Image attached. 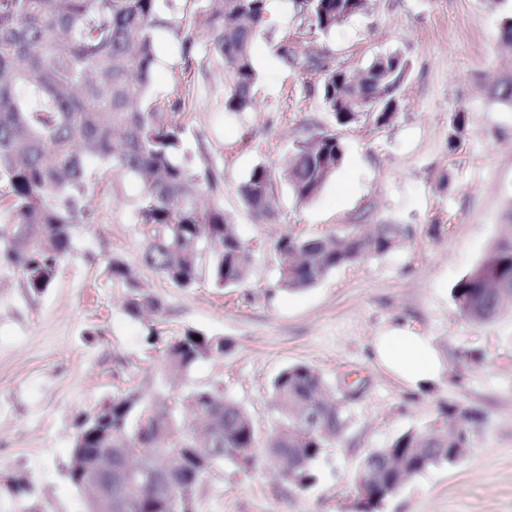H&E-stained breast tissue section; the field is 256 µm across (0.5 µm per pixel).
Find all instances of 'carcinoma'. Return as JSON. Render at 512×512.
<instances>
[{
	"instance_id": "cac0c4a2",
	"label": "carcinoma",
	"mask_w": 512,
	"mask_h": 512,
	"mask_svg": "<svg viewBox=\"0 0 512 512\" xmlns=\"http://www.w3.org/2000/svg\"><path fill=\"white\" fill-rule=\"evenodd\" d=\"M195 22L162 15L157 0H0V265L23 277L41 294L54 280L59 261L72 250V228L90 221L83 205L88 166L101 161L122 176L139 180L142 190L135 216L142 227L140 258L176 288L202 281L216 288L240 286L248 275L250 251L224 206L200 204L202 189L215 196L224 187L211 171L199 172L184 147V130L175 114L183 93L173 84L157 98L151 94L159 30L171 34L181 58L190 61L200 46L227 67L224 108L245 112L253 104L259 72L256 42L267 31L268 0H190ZM311 29L327 33L360 14L366 0H294ZM277 55L301 71L323 73L319 94L336 123L360 117L391 123L400 107V87L410 63L403 54L374 56L364 71L371 79L344 87L349 71L324 64L315 41L282 37ZM466 115H452L448 145L459 139ZM344 159L342 142L322 134L299 142L278 170L258 164L237 189L243 206L258 220L274 216L275 177L285 179L300 204L317 197ZM404 237L399 224H377L371 232L350 224L339 235L279 239L273 247L279 270L277 288L298 292L332 269L391 251ZM112 279L127 288L125 307L138 317L162 319L161 298L141 287L127 264L110 263ZM512 289V239L492 245L488 255L453 286L456 307L476 324L497 315L494 290ZM199 340H194V337ZM230 343L196 329L167 342L166 361L176 372L220 356ZM326 382L306 364L282 370L273 381L275 427L264 447L271 463H282L299 487L313 476L309 466L329 439L339 435L344 400L323 396ZM134 394L114 397L98 408V422L77 424L71 459L96 458L108 449L112 474L129 459L136 463L132 482L98 481V495L86 512H109L120 499L124 512H193L201 470L213 456L230 460L244 472L256 461L258 438L249 413L211 388L184 397L158 398L138 405ZM458 406L423 432H408L388 448L374 451L365 467L379 475L357 512H378L382 501L404 482L432 465L452 463V449L463 448L468 433L459 425ZM170 438L173 446L158 442Z\"/></svg>"
}]
</instances>
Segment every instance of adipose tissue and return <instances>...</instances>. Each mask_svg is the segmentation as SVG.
Returning a JSON list of instances; mask_svg holds the SVG:
<instances>
[{
	"label": "adipose tissue",
	"mask_w": 512,
	"mask_h": 512,
	"mask_svg": "<svg viewBox=\"0 0 512 512\" xmlns=\"http://www.w3.org/2000/svg\"><path fill=\"white\" fill-rule=\"evenodd\" d=\"M371 349L375 361L411 390L438 381L445 371L434 339L403 326L385 328L375 336Z\"/></svg>",
	"instance_id": "obj_1"
}]
</instances>
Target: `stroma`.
Masks as SVG:
<instances>
[{
  "label": "stroma",
  "instance_id": "obj_1",
  "mask_svg": "<svg viewBox=\"0 0 512 512\" xmlns=\"http://www.w3.org/2000/svg\"><path fill=\"white\" fill-rule=\"evenodd\" d=\"M511 12L512 0H371L366 12L313 34L346 70L394 50L408 58L401 109L386 126L369 118L337 125L318 92L320 73L277 57L278 39L310 32L291 0L269 4L254 53L260 80L245 112L225 110L224 67L206 48L187 64L158 32L152 92L181 86L186 144L196 167L224 181V211L250 248L248 276L236 288L182 290L142 264L140 185L110 171L90 183L84 203L94 221L75 225L50 288L29 293L18 271L0 267V512H84L87 497L68 476L70 448L77 422L103 401L214 387L247 410L263 438L274 424L273 380L296 363L346 400L344 428L314 460L311 484L298 487L264 461L245 473L224 459L197 484L194 512H355L367 456L430 428L453 404L476 414L467 456L412 477L379 512H512V303L478 326L451 297L512 235V102L499 96L512 82V49L500 41ZM458 111L468 121L452 145ZM323 133L336 134L345 155L319 195L298 204L276 179L274 219L254 218L236 187L255 165L278 166L299 141ZM382 223L408 228L387 254L333 269L301 292H274L280 237ZM115 257L162 299L163 321L127 313L126 290L109 270ZM394 324L433 336L445 356L448 368L429 389H405L374 361L373 337ZM188 328L231 347L174 375L162 349ZM19 478L26 490L16 496L7 486Z\"/></svg>",
  "mask_w": 512,
  "mask_h": 512
}]
</instances>
